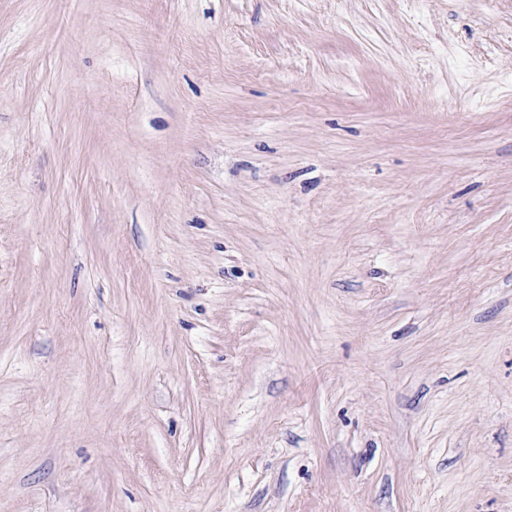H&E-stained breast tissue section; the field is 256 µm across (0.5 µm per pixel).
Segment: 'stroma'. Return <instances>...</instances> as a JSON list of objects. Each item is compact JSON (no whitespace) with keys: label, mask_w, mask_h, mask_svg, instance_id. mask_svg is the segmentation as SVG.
Wrapping results in <instances>:
<instances>
[{"label":"stroma","mask_w":512,"mask_h":512,"mask_svg":"<svg viewBox=\"0 0 512 512\" xmlns=\"http://www.w3.org/2000/svg\"><path fill=\"white\" fill-rule=\"evenodd\" d=\"M0 512H512V0H0Z\"/></svg>","instance_id":"35a3bbf8"}]
</instances>
